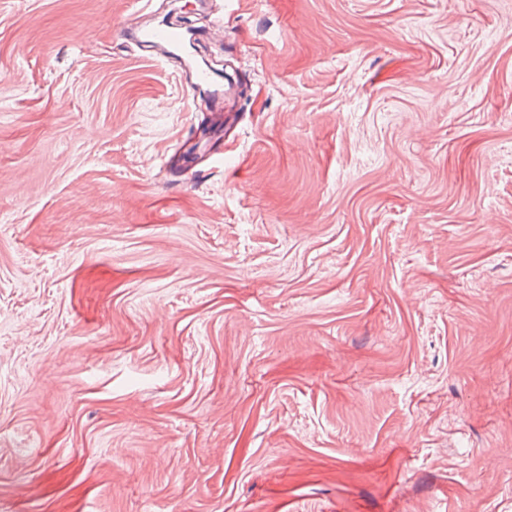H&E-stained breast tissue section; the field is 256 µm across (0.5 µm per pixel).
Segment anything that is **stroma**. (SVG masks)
<instances>
[{
    "instance_id": "stroma-1",
    "label": "stroma",
    "mask_w": 512,
    "mask_h": 512,
    "mask_svg": "<svg viewBox=\"0 0 512 512\" xmlns=\"http://www.w3.org/2000/svg\"><path fill=\"white\" fill-rule=\"evenodd\" d=\"M0 512H512V0H0ZM136 41L150 48H161L168 54L178 55L187 50L184 33L174 27L159 24L156 26L139 27ZM189 73L193 77L191 80L190 88L193 91L204 92L216 101H224L225 90L224 87L212 79L211 74L201 67L192 68L188 66Z\"/></svg>"
}]
</instances>
